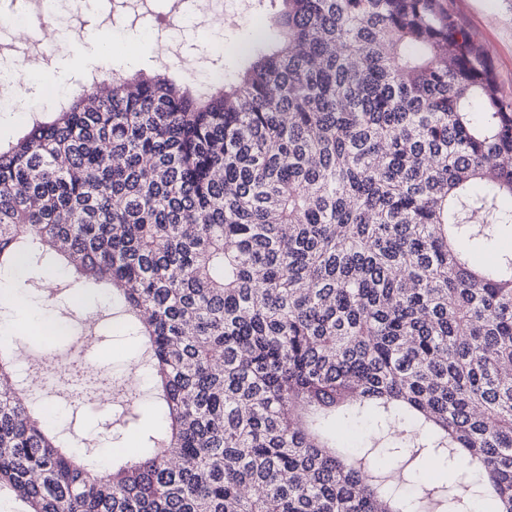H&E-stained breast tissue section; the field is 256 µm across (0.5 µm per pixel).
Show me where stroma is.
Here are the masks:
<instances>
[{
    "label": "stroma",
    "instance_id": "1",
    "mask_svg": "<svg viewBox=\"0 0 512 512\" xmlns=\"http://www.w3.org/2000/svg\"><path fill=\"white\" fill-rule=\"evenodd\" d=\"M444 6L481 48L497 85L512 95V0H444ZM277 9V0H253L252 17L247 22L227 25L218 19L210 29L185 30L182 37L186 49L223 52L224 71L233 74L248 59L256 27H263L265 38L276 36L270 19ZM143 12V18L133 24L126 19L120 0H0V17L38 13L45 17L44 24L35 25L24 43L15 40L10 30L0 29V48L30 56L42 46H51L55 83L72 91L81 88L83 76L90 72L110 71L128 77L138 69L168 68L159 37L167 30L170 4L168 0H147ZM115 37L140 43L137 67L104 56V43ZM55 283V290L45 293L44 298L55 320L65 323L70 332L69 343L58 346L57 352L68 355L70 342L97 331L99 348L84 355L83 360L87 367L104 371L112 384V400L80 404L61 383L35 391L34 396L53 410L58 428L86 437L84 453L94 457L102 448L111 446L125 448L127 455H134L136 447L125 445L123 440L131 427V415L140 413L150 419L156 413L149 376L141 371L139 343L109 330V323L122 317L118 307L107 306L92 295L75 300L64 278H56Z\"/></svg>",
    "mask_w": 512,
    "mask_h": 512
}]
</instances>
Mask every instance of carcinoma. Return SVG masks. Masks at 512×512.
I'll use <instances>...</instances> for the list:
<instances>
[{"instance_id": "obj_1", "label": "carcinoma", "mask_w": 512, "mask_h": 512, "mask_svg": "<svg viewBox=\"0 0 512 512\" xmlns=\"http://www.w3.org/2000/svg\"><path fill=\"white\" fill-rule=\"evenodd\" d=\"M280 2L238 78L109 72L0 144V270L79 257L163 419L103 475L0 357L24 512H512V96L442 0Z\"/></svg>"}]
</instances>
